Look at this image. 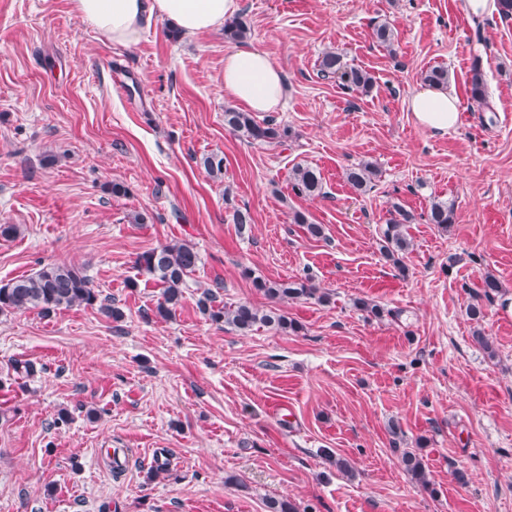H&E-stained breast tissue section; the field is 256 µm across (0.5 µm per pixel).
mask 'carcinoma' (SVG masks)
I'll list each match as a JSON object with an SVG mask.
<instances>
[{"label": "carcinoma", "mask_w": 512, "mask_h": 512, "mask_svg": "<svg viewBox=\"0 0 512 512\" xmlns=\"http://www.w3.org/2000/svg\"><path fill=\"white\" fill-rule=\"evenodd\" d=\"M248 35V27L242 18L235 16L224 20V36L232 41H241ZM319 74L323 78H334L342 89L349 92L368 93L374 86L371 74L344 61L343 55L330 50L319 61ZM424 83L444 87L449 82V72L445 67H433L422 75ZM471 99L482 108L487 106L486 84L480 67L472 69L470 78ZM224 126L250 143H278L288 138L287 127L274 119L256 120L251 113L234 107L224 108ZM204 170L217 176L224 170V157L210 154L201 158ZM375 164L361 161L346 171L347 181L357 190L364 191L378 176ZM292 189L298 196L315 198L321 195L322 182L319 173L313 168L297 166L292 172ZM383 232V256L401 266L399 255L408 251L410 240L404 226L412 223L413 216L399 203H390ZM453 220V208L445 202L435 201L427 214V222L442 230L448 229ZM200 263L197 249L187 242L161 245L142 253L136 266L161 286V299L157 304V314L166 319L172 316L183 299L186 279ZM254 288L273 303L284 300L317 298L321 302L329 300V294L319 292L310 280H281L270 282L265 279L253 280ZM84 306L98 308L109 317L118 319L121 312L112 304L100 299L99 292L80 267L68 265H48L25 276L0 283V314L36 311L49 316L62 308ZM200 313L215 323L227 324L239 332H248L257 325L273 327L282 332H298L301 326L283 313L273 309H259L249 303H217V295L210 289L204 290L198 300ZM407 472L423 485H428V475L422 459L410 453L404 454Z\"/></svg>", "instance_id": "1"}]
</instances>
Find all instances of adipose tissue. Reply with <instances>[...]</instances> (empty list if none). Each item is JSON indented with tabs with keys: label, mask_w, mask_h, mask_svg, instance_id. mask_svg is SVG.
Segmentation results:
<instances>
[{
	"label": "adipose tissue",
	"mask_w": 512,
	"mask_h": 512,
	"mask_svg": "<svg viewBox=\"0 0 512 512\" xmlns=\"http://www.w3.org/2000/svg\"><path fill=\"white\" fill-rule=\"evenodd\" d=\"M76 12L112 43L137 44L152 20L172 21L188 35L214 29L238 9L237 0H73ZM224 93L250 112H276L284 103V75L262 52L239 46L224 56ZM418 125L448 133L459 101L448 91L425 87L408 100Z\"/></svg>",
	"instance_id": "obj_1"
}]
</instances>
